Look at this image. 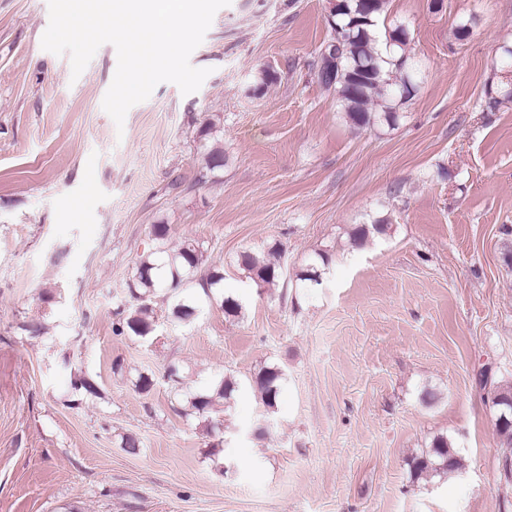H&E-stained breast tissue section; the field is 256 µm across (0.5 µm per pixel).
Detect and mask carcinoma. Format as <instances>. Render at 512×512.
<instances>
[{
  "mask_svg": "<svg viewBox=\"0 0 512 512\" xmlns=\"http://www.w3.org/2000/svg\"><path fill=\"white\" fill-rule=\"evenodd\" d=\"M386 3L387 0H339L333 24L342 30L344 39L336 48L337 62L333 64L325 57L320 58L318 75L334 74L333 79H323L321 83L336 93L348 122L358 129L372 128L381 122L389 125L396 123L400 106L419 90V67L415 57L406 51V28L398 25L388 32L391 49H380V21ZM499 73L501 88L506 96L511 97L512 49H504ZM386 228L387 225L380 220L371 226L357 225L350 231V241L355 246H363L371 233H383ZM152 236L158 247L139 260L130 287L139 306L116 328L121 334L130 332L143 339L153 332L149 301L161 286L176 300L175 317L187 321L195 315L196 301L184 295L183 289L193 282L194 274L204 262L203 247L198 242L169 246L168 225H153ZM282 253L283 248L278 245L262 256L245 252L241 255V264L257 286L270 287L283 275L280 263ZM199 285L208 300L221 301L225 315L235 317L241 313L239 301L224 295L222 273L208 272L200 279ZM283 380L284 370L271 366L263 369L253 381L259 401L266 411L271 412L277 406ZM235 391V384L222 378L214 383V393L190 395L187 399L189 411L204 417L212 410L213 396L227 400ZM459 466L460 460L448 439L438 437L428 454L414 459L412 469L418 478L430 472L451 473Z\"/></svg>",
  "mask_w": 512,
  "mask_h": 512,
  "instance_id": "1",
  "label": "carcinoma"
}]
</instances>
